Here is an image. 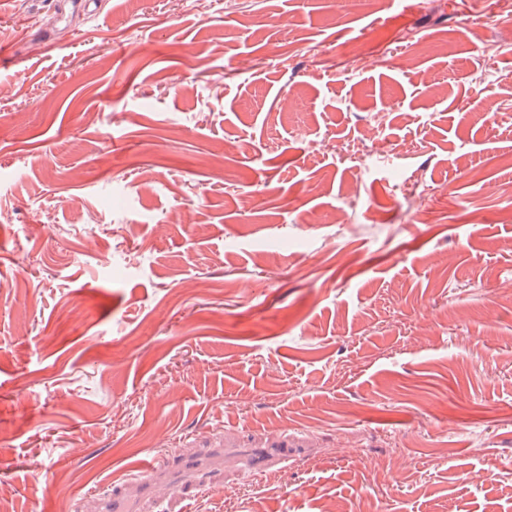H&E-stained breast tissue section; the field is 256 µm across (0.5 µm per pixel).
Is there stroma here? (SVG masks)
Returning a JSON list of instances; mask_svg holds the SVG:
<instances>
[{
    "label": "stroma",
    "mask_w": 512,
    "mask_h": 512,
    "mask_svg": "<svg viewBox=\"0 0 512 512\" xmlns=\"http://www.w3.org/2000/svg\"><path fill=\"white\" fill-rule=\"evenodd\" d=\"M0 81V512L287 432L168 512H512L496 0H0ZM298 444L291 436H284L276 441L277 448H274L263 460L255 461L249 456L236 457L232 460L236 467V472L242 481L253 483L258 477L264 475L274 466L279 465L285 468L291 455L288 446L295 447Z\"/></svg>",
    "instance_id": "obj_1"
}]
</instances>
